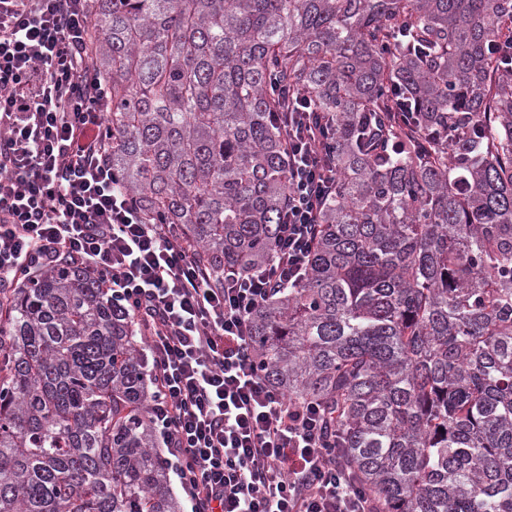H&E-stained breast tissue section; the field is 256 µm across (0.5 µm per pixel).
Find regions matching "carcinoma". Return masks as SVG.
I'll list each match as a JSON object with an SVG mask.
<instances>
[{"label": "carcinoma", "instance_id": "carcinoma-1", "mask_svg": "<svg viewBox=\"0 0 512 512\" xmlns=\"http://www.w3.org/2000/svg\"><path fill=\"white\" fill-rule=\"evenodd\" d=\"M112 171L249 272L288 202L274 89L335 184L251 352L327 411L373 512H512V0H90ZM403 104H398L395 94ZM142 333L63 262L0 287V512H180Z\"/></svg>", "mask_w": 512, "mask_h": 512}]
</instances>
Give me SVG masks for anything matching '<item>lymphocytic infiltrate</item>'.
<instances>
[{
    "instance_id": "lymphocytic-infiltrate-1",
    "label": "lymphocytic infiltrate",
    "mask_w": 512,
    "mask_h": 512,
    "mask_svg": "<svg viewBox=\"0 0 512 512\" xmlns=\"http://www.w3.org/2000/svg\"><path fill=\"white\" fill-rule=\"evenodd\" d=\"M86 2L0 0V284L72 262L132 314L191 512H371L320 405L288 401L250 349L253 312L304 279L333 188L320 115L282 127L290 192L268 262L225 266L214 285L175 227L147 223L118 186Z\"/></svg>"
}]
</instances>
